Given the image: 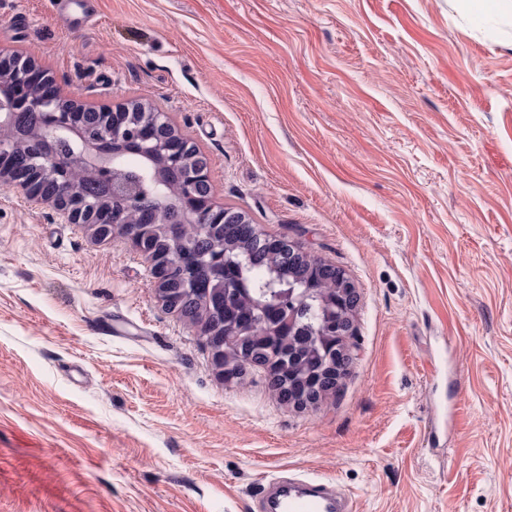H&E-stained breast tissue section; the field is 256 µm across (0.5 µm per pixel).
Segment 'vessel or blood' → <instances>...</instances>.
Listing matches in <instances>:
<instances>
[{"label":"vessel or blood","instance_id":"b4317fda","mask_svg":"<svg viewBox=\"0 0 512 512\" xmlns=\"http://www.w3.org/2000/svg\"><path fill=\"white\" fill-rule=\"evenodd\" d=\"M93 17L89 0H70L64 23L75 29L87 26ZM263 490L262 512H350L348 497L338 483L299 477L270 478Z\"/></svg>","mask_w":512,"mask_h":512}]
</instances>
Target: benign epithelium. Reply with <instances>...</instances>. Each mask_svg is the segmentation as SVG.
<instances>
[{
	"mask_svg": "<svg viewBox=\"0 0 512 512\" xmlns=\"http://www.w3.org/2000/svg\"><path fill=\"white\" fill-rule=\"evenodd\" d=\"M41 84L53 85L48 95L33 93ZM62 91L47 71L28 61L23 66L12 65V58L0 56V130L13 126L16 113L35 109L40 124L29 138L40 145L36 169L26 181L11 177L2 162L23 143L24 137L0 138V184L15 189L32 205L48 207L67 224H87L105 240L120 236L143 253L150 267L151 287L169 312L180 314L178 306L184 294L194 287L183 271L187 246L172 245L171 225L190 224L207 234L219 224H235L239 212L213 199L212 175L209 163L185 136L170 140L168 133L178 134L165 112H146L144 119L131 117L130 105L121 104L106 113V121L92 120L95 113L87 105L71 100V106L61 104ZM112 144V159L126 153L150 161L149 170L158 184L175 185L174 195L159 196L142 202L138 183L119 179L115 167L104 162L102 146ZM93 176L100 194L83 209L71 205L78 176ZM59 183L63 191L49 195L44 187ZM137 210L142 219L131 223L125 218L128 211ZM270 250L292 263L306 261L311 268L333 276L331 280L317 279L314 284L298 288L285 282L272 299H255L247 308L236 303L232 290L224 292V303L206 304L205 318L192 330L205 338L215 367L225 378L246 372L260 363L262 368L288 373V376L308 381L310 374H301L296 365L284 366L266 358L254 345L257 339L285 334L293 330L298 316L310 310V303L320 302V315L312 328L311 339L325 351L327 361L321 375L304 394L293 399L283 393L288 402L306 407L316 404L326 393L337 390L352 362L348 341L355 335L352 320L358 302L354 283L344 270L322 259L303 253L291 241L266 238ZM196 261L217 271L224 269L226 251L215 249L196 256ZM238 347L240 368L231 373L232 365L224 356V347Z\"/></svg>",
	"mask_w": 512,
	"mask_h": 512,
	"instance_id": "1",
	"label": "benign epithelium"
}]
</instances>
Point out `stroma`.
<instances>
[{
  "instance_id": "35a3bbf8",
  "label": "stroma",
  "mask_w": 512,
  "mask_h": 512,
  "mask_svg": "<svg viewBox=\"0 0 512 512\" xmlns=\"http://www.w3.org/2000/svg\"><path fill=\"white\" fill-rule=\"evenodd\" d=\"M0 0L65 95L168 112L217 202L342 268L353 362L318 405L226 379L141 254L0 186V512H512V15L461 0ZM89 1L91 0H70L63 15L64 23L69 29L85 27L92 21L93 11ZM265 512H348V497L338 483L299 477H272L263 485Z\"/></svg>"
}]
</instances>
